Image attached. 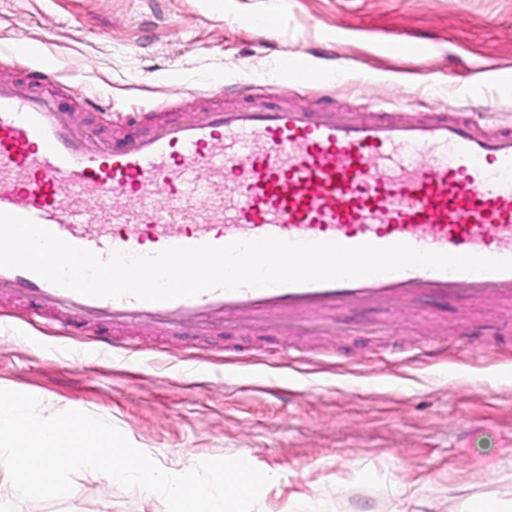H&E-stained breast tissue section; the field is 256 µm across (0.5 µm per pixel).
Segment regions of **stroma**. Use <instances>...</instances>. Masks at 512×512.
Listing matches in <instances>:
<instances>
[{"instance_id":"35a3bbf8","label":"stroma","mask_w":512,"mask_h":512,"mask_svg":"<svg viewBox=\"0 0 512 512\" xmlns=\"http://www.w3.org/2000/svg\"><path fill=\"white\" fill-rule=\"evenodd\" d=\"M269 17L261 37L245 18ZM32 48L14 50L17 36ZM55 68L78 120L102 135L127 112H189L199 80L223 76L235 100L356 113H479L512 125V0H0V73ZM335 70L331 85L280 84L277 70ZM109 108L88 110L84 95ZM338 329L291 334L242 321L179 334L127 332L131 350L73 336L32 304L0 296V388L42 414L79 410L122 429L182 473L248 456L276 482L260 512L324 498L330 512H445L460 490L512 491V312L449 307L430 318L391 307L341 311ZM447 348L432 359L429 339ZM67 497L20 498L0 512H158L156 503L80 472Z\"/></svg>"}]
</instances>
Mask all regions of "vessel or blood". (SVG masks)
<instances>
[{"label": "vessel or blood", "mask_w": 512, "mask_h": 512, "mask_svg": "<svg viewBox=\"0 0 512 512\" xmlns=\"http://www.w3.org/2000/svg\"><path fill=\"white\" fill-rule=\"evenodd\" d=\"M58 72L0 76V212L33 220L101 258L273 236L345 246L512 259V130L456 112L392 108L362 117L327 98L225 105L158 120L100 142L51 89ZM36 302L61 327L107 323L173 331L245 318L331 326L366 305L465 298L476 311L512 303V271L409 267L336 282L213 290L151 302L96 298L33 272L0 268V291Z\"/></svg>", "instance_id": "1"}]
</instances>
